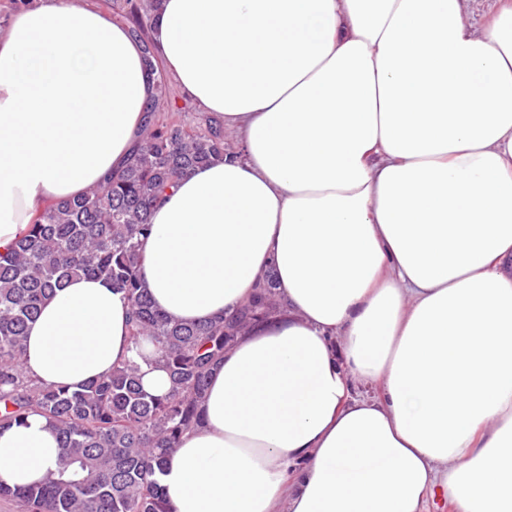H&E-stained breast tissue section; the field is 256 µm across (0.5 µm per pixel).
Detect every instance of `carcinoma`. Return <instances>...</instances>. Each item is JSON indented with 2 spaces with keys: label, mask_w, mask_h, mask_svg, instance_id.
<instances>
[{
  "label": "carcinoma",
  "mask_w": 512,
  "mask_h": 512,
  "mask_svg": "<svg viewBox=\"0 0 512 512\" xmlns=\"http://www.w3.org/2000/svg\"><path fill=\"white\" fill-rule=\"evenodd\" d=\"M145 67L164 85L154 46L143 41ZM148 105L133 159L103 185L45 206L0 255V427L30 413L59 435L61 459L39 483L0 484V497L23 512H172L158 475L182 435L199 419L198 402L216 362L251 326L282 313L272 272L233 312L207 322L173 323L151 303L141 279L142 241L150 215L174 182L228 155L224 131L153 122ZM109 281L132 310L130 342L152 343L171 378L164 396L147 392L140 370L122 361L106 379L79 390L39 384L22 368L29 324L41 305L74 277Z\"/></svg>",
  "instance_id": "carcinoma-1"
}]
</instances>
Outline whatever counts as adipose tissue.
<instances>
[{
	"label": "adipose tissue",
	"instance_id": "obj_1",
	"mask_svg": "<svg viewBox=\"0 0 512 512\" xmlns=\"http://www.w3.org/2000/svg\"><path fill=\"white\" fill-rule=\"evenodd\" d=\"M161 0L153 38L233 157L151 214L144 286L169 320L286 309L214 367L160 477L173 512H512V0ZM155 93L92 0H26L0 32V253L46 203L129 159ZM130 306L66 282L23 368L70 389L119 361L171 382ZM376 387L373 398L354 383ZM38 414L0 427V482L55 469Z\"/></svg>",
	"mask_w": 512,
	"mask_h": 512
}]
</instances>
